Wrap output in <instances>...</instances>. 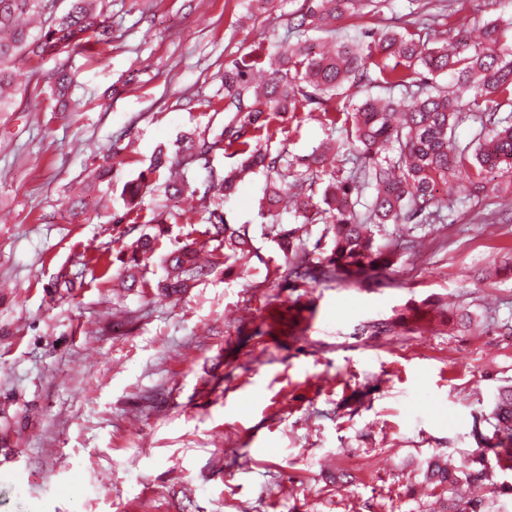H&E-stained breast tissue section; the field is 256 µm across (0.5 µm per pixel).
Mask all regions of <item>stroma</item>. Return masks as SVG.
I'll use <instances>...</instances> for the list:
<instances>
[{"mask_svg": "<svg viewBox=\"0 0 512 512\" xmlns=\"http://www.w3.org/2000/svg\"><path fill=\"white\" fill-rule=\"evenodd\" d=\"M293 0H105L110 41L76 55L71 112L43 95L51 58L17 63L27 87L0 112V512H437L434 460L474 453L473 417L512 383V224L493 203L487 223L448 193V221L416 227V247L369 284L323 280L290 287L270 223V181L247 174L224 201L248 225L253 250L182 296L159 295L160 254L204 229L199 164L182 165L192 191L166 195L151 174L143 219L169 224L146 262L144 290L118 287L127 224L123 184L161 146L228 119L222 75L295 42ZM407 0L379 17L347 13L342 36L400 26ZM512 16V0H464L447 25L475 39L474 20ZM271 151L296 158L327 137L309 112L288 118ZM123 146L112 180L88 188L96 157ZM83 196L72 217L68 198ZM69 274L74 287L58 286ZM426 299L466 308L476 327L439 323L373 336L365 327ZM313 304L304 336L268 335L269 313ZM483 492L512 512V469L487 453Z\"/></svg>", "mask_w": 512, "mask_h": 512, "instance_id": "obj_1", "label": "stroma"}]
</instances>
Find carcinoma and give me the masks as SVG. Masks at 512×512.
I'll use <instances>...</instances> for the list:
<instances>
[{
    "instance_id": "1",
    "label": "carcinoma",
    "mask_w": 512,
    "mask_h": 512,
    "mask_svg": "<svg viewBox=\"0 0 512 512\" xmlns=\"http://www.w3.org/2000/svg\"><path fill=\"white\" fill-rule=\"evenodd\" d=\"M387 0H302L292 13L297 34L293 44L281 45L268 56L262 75L252 65L233 62L224 68V111L227 122L209 137L186 134L178 140L182 156L158 148L147 172L125 182L121 196L126 212L139 210L148 186L147 175L161 168L182 165L181 158L203 161L207 188L221 200L235 191L240 175L256 168L276 176L267 184L260 207L272 210L288 193L297 201L299 225L271 224L269 232L288 259V279L305 284L332 277L346 284H362L396 263L401 252L413 248L404 233L381 242L377 235L386 224H441L442 201L437 187L455 175L467 180L471 193L487 197V174L497 171L512 184V45L503 39L512 32V17L483 23L481 41L469 44L436 40V17L426 13L409 27L380 33L364 31L355 40L330 38L326 50L311 51L309 32L332 31L333 21L361 7L380 12ZM52 0H0V112L15 102L13 67L21 57H53L59 65L47 75L43 93L55 102L54 111L74 105V74L69 60L107 40L109 25L104 0H70L69 9L53 15ZM452 83L443 86L440 76ZM377 88L366 93L355 108L347 105L346 90ZM402 94L397 103L391 94ZM315 107L328 130L326 141L308 156L286 161L259 145L284 136L285 116ZM478 124L473 151L460 148L455 132L462 124ZM122 147L114 144L103 156L95 179L112 176L113 159ZM223 151L240 157L239 167L228 172L211 164L212 154ZM371 194H366L367 190ZM203 240H193L162 256L166 277L157 287L179 294L219 267L229 271L251 253L248 227L227 222L217 204L207 209ZM311 224L325 225L317 245L327 238L322 261L313 263L305 253L303 234ZM164 230L139 233L128 248L123 282L129 289L145 288L142 262L156 252ZM313 309L290 306L287 315L271 316V335L302 334ZM438 318L465 328L471 321L464 308L423 304L402 309L392 323L372 325L374 333L391 331L397 324L418 327ZM475 425L493 428L498 454L512 460V386L502 389L490 414H480ZM474 467L452 471L432 465L436 485L454 492L465 485L484 484L487 459L477 452Z\"/></svg>"
}]
</instances>
